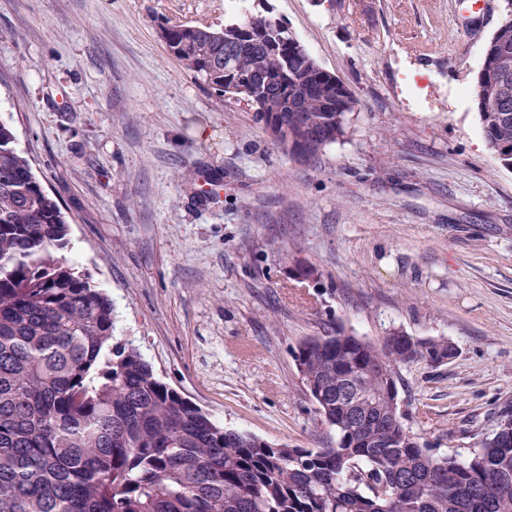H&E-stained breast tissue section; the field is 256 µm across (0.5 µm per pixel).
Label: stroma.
Returning a JSON list of instances; mask_svg holds the SVG:
<instances>
[{
  "label": "stroma",
  "instance_id": "1",
  "mask_svg": "<svg viewBox=\"0 0 512 512\" xmlns=\"http://www.w3.org/2000/svg\"><path fill=\"white\" fill-rule=\"evenodd\" d=\"M270 2L360 103L311 161L162 40L222 27L228 0H0V118L117 340L215 420L322 447L299 342L400 330L455 345L398 392L432 453L468 456L512 409V170L473 93L503 0Z\"/></svg>",
  "mask_w": 512,
  "mask_h": 512
}]
</instances>
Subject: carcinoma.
<instances>
[{"mask_svg":"<svg viewBox=\"0 0 512 512\" xmlns=\"http://www.w3.org/2000/svg\"><path fill=\"white\" fill-rule=\"evenodd\" d=\"M186 46L184 67L216 94L265 77L303 95L302 111L272 103L263 127L288 120L275 142L306 161L345 139L358 100L284 24L251 9L221 36L166 25ZM474 84L484 137L512 170V18L486 44ZM509 92L503 93L502 80ZM69 224L0 119V512H512V412L466 458L437 455L390 403L400 367L448 356V342L411 343L394 330L376 345L310 336L295 352L316 412L335 435L327 448L275 445L228 429L114 340L112 301L66 256ZM365 398L347 415L344 390ZM385 484L391 497L380 498Z\"/></svg>","mask_w":512,"mask_h":512,"instance_id":"1","label":"carcinoma"}]
</instances>
